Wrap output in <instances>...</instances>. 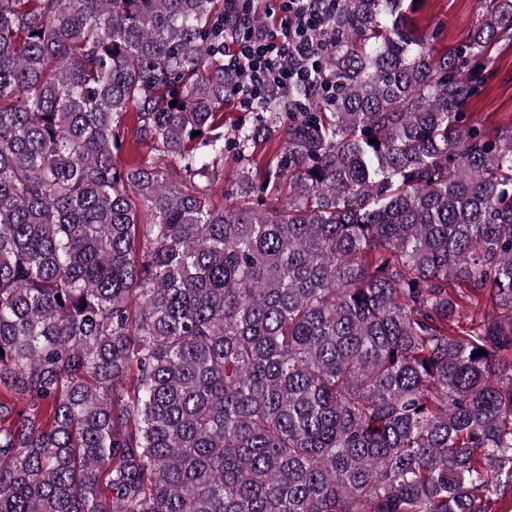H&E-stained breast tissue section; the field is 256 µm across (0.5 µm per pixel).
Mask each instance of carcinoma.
Listing matches in <instances>:
<instances>
[{
  "mask_svg": "<svg viewBox=\"0 0 512 512\" xmlns=\"http://www.w3.org/2000/svg\"><path fill=\"white\" fill-rule=\"evenodd\" d=\"M216 2L0 0V512H512V0H336L227 130ZM492 0H423L412 15L423 32L437 35V48L454 50L468 30L492 6ZM494 67L480 95L463 112H470L487 130L512 123V44L506 40L493 47Z\"/></svg>",
  "mask_w": 512,
  "mask_h": 512,
  "instance_id": "carcinoma-1",
  "label": "carcinoma"
}]
</instances>
